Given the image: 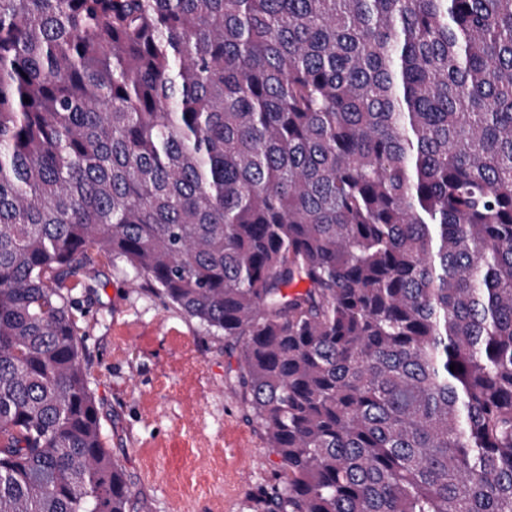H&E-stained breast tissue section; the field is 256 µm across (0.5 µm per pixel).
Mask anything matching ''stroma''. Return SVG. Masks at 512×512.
<instances>
[{
  "mask_svg": "<svg viewBox=\"0 0 512 512\" xmlns=\"http://www.w3.org/2000/svg\"><path fill=\"white\" fill-rule=\"evenodd\" d=\"M73 311L106 447L147 512H249L278 459L231 377L237 355L120 259L93 254Z\"/></svg>",
  "mask_w": 512,
  "mask_h": 512,
  "instance_id": "35a3bbf8",
  "label": "stroma"
}]
</instances>
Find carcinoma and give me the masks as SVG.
<instances>
[{
  "instance_id": "obj_1",
  "label": "carcinoma",
  "mask_w": 512,
  "mask_h": 512,
  "mask_svg": "<svg viewBox=\"0 0 512 512\" xmlns=\"http://www.w3.org/2000/svg\"><path fill=\"white\" fill-rule=\"evenodd\" d=\"M92 251L240 349L251 512H512V0H0V512L145 510Z\"/></svg>"
}]
</instances>
